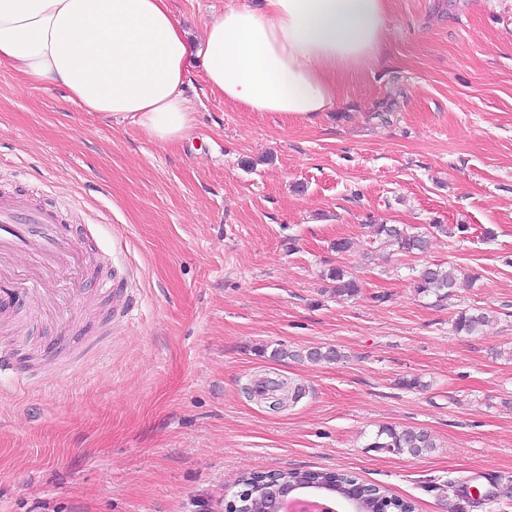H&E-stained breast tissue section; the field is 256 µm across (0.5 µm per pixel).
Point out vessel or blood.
<instances>
[{"mask_svg":"<svg viewBox=\"0 0 512 512\" xmlns=\"http://www.w3.org/2000/svg\"><path fill=\"white\" fill-rule=\"evenodd\" d=\"M79 247L57 210L32 206L20 195H0V296L24 298L31 317L53 314L51 284L73 265ZM127 283L122 272L103 285L119 318L132 310Z\"/></svg>","mask_w":512,"mask_h":512,"instance_id":"1","label":"vessel or blood"}]
</instances>
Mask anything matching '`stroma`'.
I'll list each match as a JSON object with an SVG mask.
<instances>
[{
	"label": "stroma",
	"instance_id": "stroma-1",
	"mask_svg": "<svg viewBox=\"0 0 512 512\" xmlns=\"http://www.w3.org/2000/svg\"><path fill=\"white\" fill-rule=\"evenodd\" d=\"M230 2L172 5L196 41ZM390 4V64L344 82L337 108L243 111L197 60L195 123L164 147L0 66V195L56 206L94 264L133 276L113 323L81 282L75 335L112 326L83 365L57 372L40 324L35 380L0 374V512H224L242 473L285 469L347 471L416 512H512V0ZM434 222L468 230L419 255L371 241ZM431 263L476 279L435 302L413 288ZM335 267L355 298L330 294ZM468 308L492 319L456 335ZM316 347L344 357L307 361ZM263 379L304 395L271 410L246 391ZM385 425L435 446L370 448ZM327 279L331 282V295L336 299L347 300L360 292L358 281L343 268L336 267L329 270Z\"/></svg>",
	"mask_w": 512,
	"mask_h": 512
}]
</instances>
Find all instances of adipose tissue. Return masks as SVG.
I'll list each match as a JSON object with an SVG mask.
<instances>
[{
	"label": "adipose tissue",
	"instance_id": "1",
	"mask_svg": "<svg viewBox=\"0 0 512 512\" xmlns=\"http://www.w3.org/2000/svg\"><path fill=\"white\" fill-rule=\"evenodd\" d=\"M389 5L243 2L206 23L195 45L170 0H0V65L165 145L194 124L183 86L197 57L211 90L246 111L310 122L333 109L344 80L386 61Z\"/></svg>",
	"mask_w": 512,
	"mask_h": 512
}]
</instances>
